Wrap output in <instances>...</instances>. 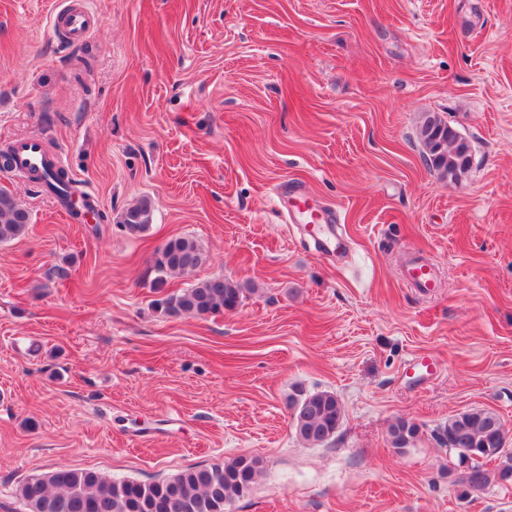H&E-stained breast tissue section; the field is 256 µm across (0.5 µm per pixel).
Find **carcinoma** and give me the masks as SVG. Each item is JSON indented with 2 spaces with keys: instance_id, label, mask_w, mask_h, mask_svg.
I'll use <instances>...</instances> for the list:
<instances>
[{
  "instance_id": "carcinoma-1",
  "label": "carcinoma",
  "mask_w": 512,
  "mask_h": 512,
  "mask_svg": "<svg viewBox=\"0 0 512 512\" xmlns=\"http://www.w3.org/2000/svg\"><path fill=\"white\" fill-rule=\"evenodd\" d=\"M426 161L441 176L458 179L470 163L469 146L437 115H427L419 128ZM153 221L152 201L143 197L122 214L120 224L143 233ZM30 214L7 192H0V244L26 233ZM206 261L198 242L186 236L169 239L157 250L152 288L160 291L175 273L191 272ZM248 289L224 276L199 280L178 293L152 302L169 316L206 317L237 309ZM292 423L299 439L318 446L340 428L344 409L336 394L318 391L293 400ZM419 427L400 418L391 425V444L406 447ZM445 444L465 467L463 493L490 482L487 465L496 463L498 478L512 480V448L506 447L504 424L493 410L474 408L448 419ZM265 467L258 457L239 456L221 463L193 466L170 479L114 481L92 471L62 468L46 478H30L19 488L27 512H225L244 496Z\"/></svg>"
}]
</instances>
